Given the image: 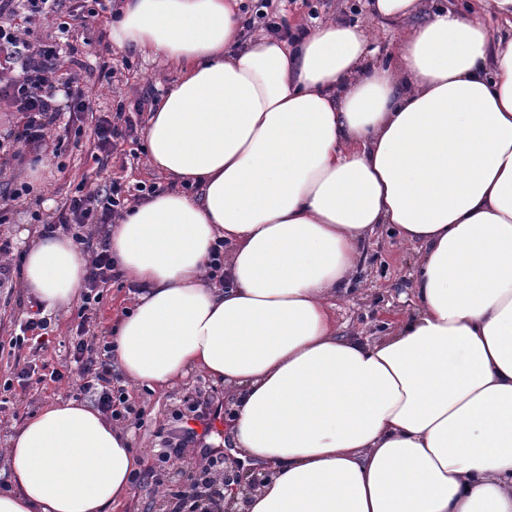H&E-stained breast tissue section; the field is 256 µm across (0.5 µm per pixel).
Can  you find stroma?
I'll use <instances>...</instances> for the list:
<instances>
[{"mask_svg": "<svg viewBox=\"0 0 512 512\" xmlns=\"http://www.w3.org/2000/svg\"><path fill=\"white\" fill-rule=\"evenodd\" d=\"M281 16L290 29L311 28L317 23L340 17L368 26L373 46L381 55L395 52L398 38L404 28L400 22H383L369 15L367 0H284ZM110 21L106 16L91 18L77 26L76 46L90 67H97L99 58L111 59L115 71L113 79L91 76L88 82L89 99L94 111L109 112L118 102L134 103L146 90L164 91L180 77V69L172 62H162L139 54L130 48L112 45L109 36ZM92 144L88 137L71 139L61 158L51 153L39 155L37 167L41 177L25 204L18 206L9 223L0 224V236L8 238L12 250L8 255L11 266H18L24 246L19 237L21 230L30 225V214L40 211L43 216L54 215L61 206L69 186L77 185L91 172L88 161ZM108 167L114 179L133 187L139 184L161 186L162 181L145 166V139L122 144L119 152L112 155ZM416 262L415 252L397 238L382 235L370 246L368 265L361 274V287L342 302L336 312L340 323L348 329H361L369 335L380 334L383 324L409 308L406 297L411 273ZM132 288L119 280L104 287L103 300L95 318L97 336L108 335L117 313L132 302ZM76 306L52 311L54 331L39 352L41 362L48 367H61L68 359L71 340V320ZM75 382L71 379L48 380L39 389L14 386L8 392V402L0 409V451L7 450L10 438L22 427L25 420L39 411L46 403L72 397ZM210 396L214 404L227 406L229 391L213 384L199 373L190 374L184 381L164 391L147 389L129 390V400L142 410V422H128L133 447L155 459L161 441L156 436L159 428H172L175 417L183 410L187 399L198 394Z\"/></svg>", "mask_w": 512, "mask_h": 512, "instance_id": "stroma-1", "label": "stroma"}]
</instances>
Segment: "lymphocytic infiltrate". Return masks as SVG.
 Masks as SVG:
<instances>
[{"label": "lymphocytic infiltrate", "instance_id": "1", "mask_svg": "<svg viewBox=\"0 0 512 512\" xmlns=\"http://www.w3.org/2000/svg\"><path fill=\"white\" fill-rule=\"evenodd\" d=\"M110 0H0V111L12 114L13 126L0 133V158L19 161L24 147L38 148L53 143L62 150L71 136L90 132L94 148L90 154L96 174H103L118 140L133 137L138 123L135 114L144 112L153 92L139 97L133 107L118 105L103 112L92 130H85L84 120L91 107L81 86L86 65L73 43L42 36L36 29L41 17L65 13L58 24L61 36L69 35L73 22L110 11ZM64 91L66 102L58 104L57 91ZM128 198L120 182H80L52 220L43 222L44 234L57 229L71 231L81 245L95 244L96 251L84 280L81 305L76 316L70 357L80 375L81 393L96 396L103 413L120 420L131 413L122 391L112 387V348L96 340L93 315L103 299L102 284L113 278L114 262L105 242L98 236L116 217L121 216ZM219 409L203 399L188 408V424L159 431L162 448L158 464L147 473L153 483L166 488L167 512H194L184 491L168 484L170 460L182 458L198 440L196 424H207L219 416Z\"/></svg>", "mask_w": 512, "mask_h": 512}]
</instances>
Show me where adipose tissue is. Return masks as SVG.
Masks as SVG:
<instances>
[{
  "instance_id": "adipose-tissue-1",
  "label": "adipose tissue",
  "mask_w": 512,
  "mask_h": 512,
  "mask_svg": "<svg viewBox=\"0 0 512 512\" xmlns=\"http://www.w3.org/2000/svg\"><path fill=\"white\" fill-rule=\"evenodd\" d=\"M240 0H122L118 46L181 67L150 109L146 165L172 189L111 226L138 293L109 340L126 381L190 373L233 396L232 456L261 467L226 512H512V0L429 12L385 64L367 27L328 21L296 45L240 40ZM388 231L419 246L414 308L368 342L333 309ZM27 296H79L89 256L22 231ZM224 282L207 276L216 241ZM0 512H115L144 466L82 400L12 436Z\"/></svg>"
}]
</instances>
